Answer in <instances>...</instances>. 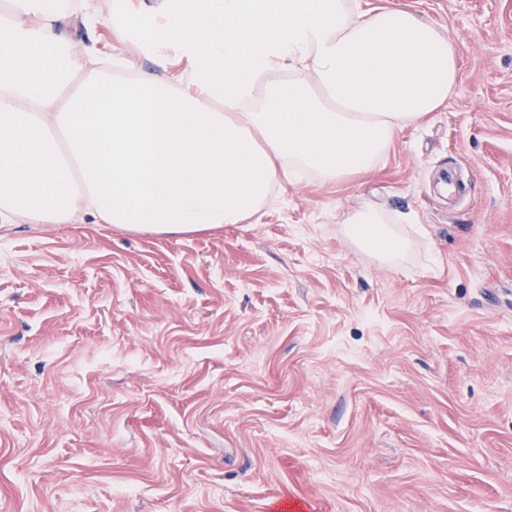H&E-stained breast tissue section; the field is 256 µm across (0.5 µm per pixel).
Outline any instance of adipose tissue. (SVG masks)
<instances>
[{
  "instance_id": "ef3b65f1",
  "label": "adipose tissue",
  "mask_w": 512,
  "mask_h": 512,
  "mask_svg": "<svg viewBox=\"0 0 512 512\" xmlns=\"http://www.w3.org/2000/svg\"><path fill=\"white\" fill-rule=\"evenodd\" d=\"M67 0H0V224H110L182 234L254 214L272 185L313 172L372 170L397 134L443 107L455 43L401 6L359 0H162L111 18L154 71L98 75L70 49ZM297 67L284 94L255 93ZM356 242L391 258L405 241L373 208L348 219Z\"/></svg>"
}]
</instances>
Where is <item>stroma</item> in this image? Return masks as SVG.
<instances>
[{
  "mask_svg": "<svg viewBox=\"0 0 512 512\" xmlns=\"http://www.w3.org/2000/svg\"><path fill=\"white\" fill-rule=\"evenodd\" d=\"M360 2L459 64L376 169L193 234L0 224V512H512V0ZM352 224L350 231L356 242L367 249L391 258L401 254L406 247L405 241L387 224L384 215L373 208L355 211L348 219Z\"/></svg>",
  "mask_w": 512,
  "mask_h": 512,
  "instance_id": "stroma-1",
  "label": "stroma"
}]
</instances>
